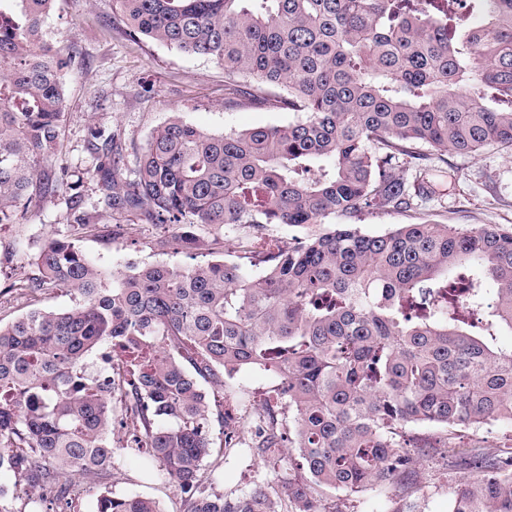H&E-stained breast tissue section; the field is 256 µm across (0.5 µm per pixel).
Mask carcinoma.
Here are the masks:
<instances>
[{
	"label": "carcinoma",
	"mask_w": 512,
	"mask_h": 512,
	"mask_svg": "<svg viewBox=\"0 0 512 512\" xmlns=\"http://www.w3.org/2000/svg\"><path fill=\"white\" fill-rule=\"evenodd\" d=\"M56 0H0V224H22L61 189L51 164L72 65L46 28ZM112 0L124 34L224 69L255 105L303 112L282 126L215 134L173 112L152 133L133 177L112 134L91 131L105 160L100 204L169 224L199 246L197 226H243V257L270 224H334L260 256L181 268L130 260L99 268L82 242L114 240L71 196L74 233L49 238L36 274L14 285L63 309L30 305L0 322V472L24 483L32 512H65L71 478H104L119 462L110 436L136 423L145 466L186 494L185 512H343L326 497L412 485L448 432V466L475 472L448 486L450 512H512V453L455 450L451 439L512 424V227L398 224L369 235L374 212H410L433 190L419 145L476 153L512 148V0ZM108 342L126 378L87 377ZM265 369L284 408L253 443L275 476L216 492L226 447L205 431L212 408L199 379L215 368ZM98 512H164L104 487Z\"/></svg>",
	"instance_id": "1"
}]
</instances>
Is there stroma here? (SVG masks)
Wrapping results in <instances>:
<instances>
[{"label": "stroma", "instance_id": "obj_1", "mask_svg": "<svg viewBox=\"0 0 512 512\" xmlns=\"http://www.w3.org/2000/svg\"><path fill=\"white\" fill-rule=\"evenodd\" d=\"M63 55L75 65L66 74L67 117L61 148L53 160L64 179L78 182L91 219L96 224H121L123 236L111 241L86 238L83 246L99 267L122 269L130 260L166 261L193 267L218 260H235L245 232L227 231L222 250L178 247L159 250L158 240L169 237L164 224H146L131 213H95L99 187L93 172L100 154L88 144V130L99 127L115 134L124 148L126 171L152 132L169 117L181 113L188 123L214 133L260 126L285 125L300 120L297 112L272 107L224 104V72L212 62L181 54L151 40L133 41L112 12V0H56L47 21ZM448 164L459 180L448 194L408 213H376L362 217L363 233L379 235L397 224H455L477 228L484 224L512 225V151L487 149L478 153L447 152ZM67 193L57 194L29 221L0 224V319L8 321L28 308L27 298L3 294V287L35 273L31 260L45 240L70 234ZM219 400L236 403L238 414L255 412L265 399L268 380L248 367L224 374ZM120 465L108 484L119 494H137L158 500L165 512H183L184 497L158 472L146 470L134 451L120 449ZM423 480L412 494L387 487L345 501V512H448V487L458 480L443 460L421 463ZM265 462L251 448L240 447L224 458L220 492L243 491L266 475Z\"/></svg>", "mask_w": 512, "mask_h": 512}]
</instances>
